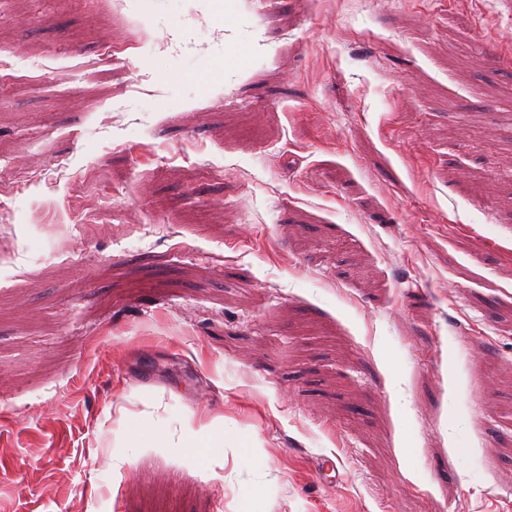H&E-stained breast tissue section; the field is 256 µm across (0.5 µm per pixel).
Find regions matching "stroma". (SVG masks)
I'll use <instances>...</instances> for the list:
<instances>
[{
    "label": "stroma",
    "instance_id": "1",
    "mask_svg": "<svg viewBox=\"0 0 512 512\" xmlns=\"http://www.w3.org/2000/svg\"><path fill=\"white\" fill-rule=\"evenodd\" d=\"M0 512H512V0H0Z\"/></svg>",
    "mask_w": 512,
    "mask_h": 512
}]
</instances>
